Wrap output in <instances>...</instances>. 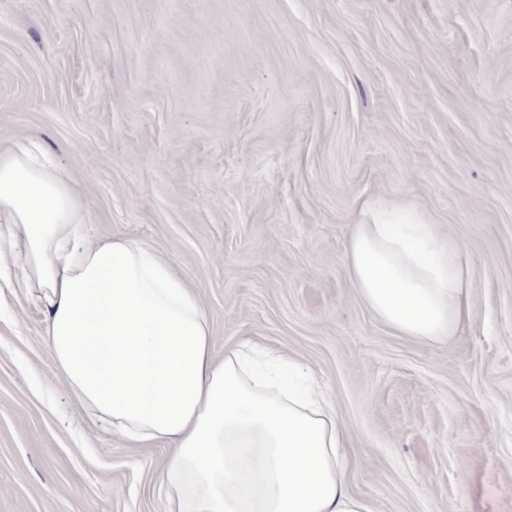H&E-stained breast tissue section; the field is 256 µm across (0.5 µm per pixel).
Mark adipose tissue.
Returning a JSON list of instances; mask_svg holds the SVG:
<instances>
[{"label": "adipose tissue", "mask_w": 512, "mask_h": 512, "mask_svg": "<svg viewBox=\"0 0 512 512\" xmlns=\"http://www.w3.org/2000/svg\"><path fill=\"white\" fill-rule=\"evenodd\" d=\"M88 207L37 140L0 148V280L37 295L53 375L133 448L161 446L168 512H371L348 488L345 432L296 358L244 340L216 356L197 293L154 249L85 238ZM366 305L422 341L470 313L467 266L437 226L350 227ZM19 268L11 277V268Z\"/></svg>", "instance_id": "1"}]
</instances>
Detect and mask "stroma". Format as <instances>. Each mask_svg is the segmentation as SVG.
Wrapping results in <instances>:
<instances>
[{
    "label": "stroma",
    "instance_id": "35a3bbf8",
    "mask_svg": "<svg viewBox=\"0 0 512 512\" xmlns=\"http://www.w3.org/2000/svg\"><path fill=\"white\" fill-rule=\"evenodd\" d=\"M0 146L34 136L91 238L154 248L216 354L297 358L372 512H512V0H0ZM437 225L471 319L425 343L351 283L348 227ZM0 291V512H166L165 451L56 385Z\"/></svg>",
    "mask_w": 512,
    "mask_h": 512
}]
</instances>
